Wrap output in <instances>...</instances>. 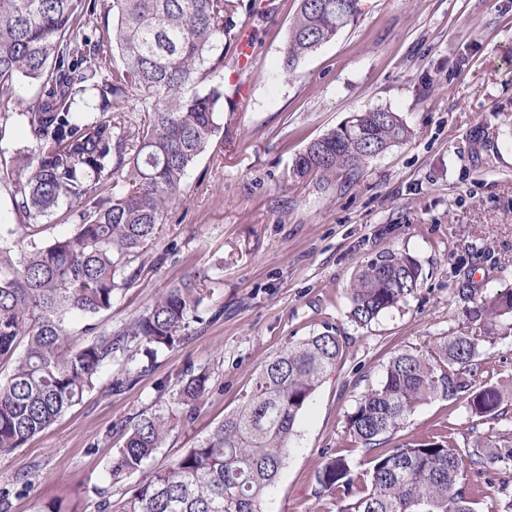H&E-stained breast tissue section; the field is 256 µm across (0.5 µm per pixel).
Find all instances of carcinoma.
<instances>
[{"mask_svg": "<svg viewBox=\"0 0 512 512\" xmlns=\"http://www.w3.org/2000/svg\"><path fill=\"white\" fill-rule=\"evenodd\" d=\"M362 0H301L288 29L282 72L353 24ZM98 0H0V124L14 117L26 80L43 95L25 113L38 143L33 159L0 168L11 188L26 245L0 248V452L22 447L92 390L103 371L130 360L132 346L155 354L180 340L202 302L197 279L159 294L133 321L105 331L93 321L144 270L132 267L181 199L188 170L222 128L224 67L247 57L243 34L276 10L274 0H112V30L94 19ZM134 103L137 119L123 106ZM412 131L390 108L357 112L309 142L292 164L298 179L325 186L369 159L406 143ZM68 200H83L72 235L46 242L39 221ZM422 269L406 252L385 250L360 267L349 287V318L359 327L399 306ZM476 296L469 317L483 334H460L395 353L345 418L346 435L371 467L356 486L350 460L325 452L318 494L337 512H477L466 481L496 465L499 512H512V434L473 436L460 444L443 428L387 447L415 409L431 400H466L480 420L505 413L499 387H475L471 367L482 343L512 338V288ZM345 341L326 326L272 357L238 406L170 464L119 502L95 512H263L290 451L297 419ZM209 376L191 374L176 401L190 420ZM174 415L152 413L126 433L107 474L143 470Z\"/></svg>", "mask_w": 512, "mask_h": 512, "instance_id": "cac0c4a2", "label": "carcinoma"}]
</instances>
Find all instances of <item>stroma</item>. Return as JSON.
I'll use <instances>...</instances> for the list:
<instances>
[{
  "mask_svg": "<svg viewBox=\"0 0 512 512\" xmlns=\"http://www.w3.org/2000/svg\"><path fill=\"white\" fill-rule=\"evenodd\" d=\"M277 4L246 65L224 71L226 89L238 92L235 111L220 116L230 138L214 137L188 171L184 199L143 251V272L97 321L120 328L190 276L202 304L173 347L113 365L48 428L0 454L8 512H93L100 496L127 498L140 475L114 483L106 470L142 415L174 410L186 372L207 373L210 393L148 468L183 455L267 360L328 324L345 354L300 415L263 509L336 512L315 475L328 449L365 469L345 433L356 400L399 350L474 330L462 282L487 294L512 286V0H364L358 21L289 76L280 65L299 0ZM376 107L401 112L411 139L330 189L291 178L310 141ZM36 149L24 116L0 126V160ZM385 249L415 257L423 278L404 304L361 328L348 318L349 285ZM473 370L477 384L512 387V340L483 343ZM442 426L460 441L474 429L512 434V414L479 422L463 403L432 400L392 441Z\"/></svg>",
  "mask_w": 512,
  "mask_h": 512,
  "instance_id": "stroma-1",
  "label": "stroma"
}]
</instances>
